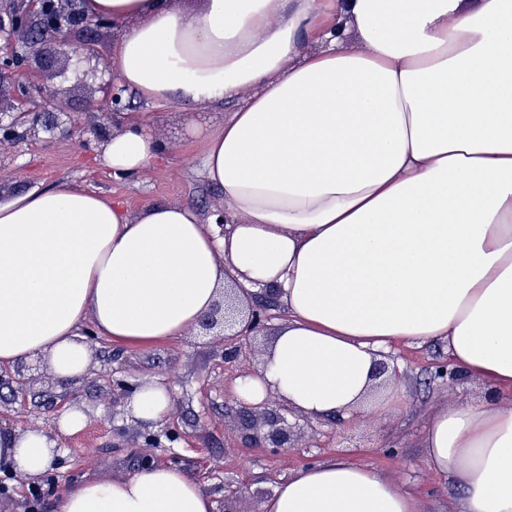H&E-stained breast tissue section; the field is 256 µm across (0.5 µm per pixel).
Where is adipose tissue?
Segmentation results:
<instances>
[{"instance_id": "ef3b65f1", "label": "adipose tissue", "mask_w": 512, "mask_h": 512, "mask_svg": "<svg viewBox=\"0 0 512 512\" xmlns=\"http://www.w3.org/2000/svg\"><path fill=\"white\" fill-rule=\"evenodd\" d=\"M123 25L122 85L153 102L238 106L205 138L224 222L183 203L131 210L77 183L0 205V367L40 359L84 378L79 329L124 344L183 335L227 281L273 289L288 311L257 377L311 417L353 418L389 344L441 340L485 399L430 413L420 446L463 491L461 512H512V0H84ZM356 40L358 49L346 48ZM125 113L93 160L140 175L163 153ZM130 415L170 414L143 382ZM57 442L0 434L29 479ZM173 465L70 485L54 512H213ZM260 512H420L384 473L329 458L282 482Z\"/></svg>"}]
</instances>
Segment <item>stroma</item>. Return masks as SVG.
<instances>
[{
	"mask_svg": "<svg viewBox=\"0 0 512 512\" xmlns=\"http://www.w3.org/2000/svg\"><path fill=\"white\" fill-rule=\"evenodd\" d=\"M84 32L71 34L60 46L59 62L39 83L56 95L64 110L82 112L95 84L77 81L73 50ZM124 96L130 111L145 113L157 140L166 146L162 159L152 162L135 179L118 180L91 163V149L71 139L38 141L23 146L0 171V203L13 196L43 190L61 182H76L131 209L146 204L182 202L207 215L221 203L220 191L203 173L204 136L234 110V102L216 108L153 103L132 90ZM91 353L87 377L59 384L47 366L33 360L0 369V429L39 427L60 450L51 469L37 480L7 473L0 465V512H53L58 497L74 482L118 478L150 465L176 464L193 475L210 493L214 512H258L276 487L299 471L330 456H340L396 478L402 490L421 500L422 512H454L462 490L447 476L431 471L419 446L426 418L441 403H466L486 391L467 378H438L447 364L442 341L394 345L387 354L385 379L404 394L403 407L380 413L360 409L357 420L341 423L294 419V449L274 453L245 441L240 429L242 402L236 385L242 370L260 367L271 336L262 333L244 357L228 363L221 348L208 339L184 333L149 346L112 342L83 332ZM28 380L25 397L13 394L16 378ZM159 379L170 391L171 411L164 422L144 424L128 416L127 404L140 382ZM75 406L86 417L76 432L59 430L62 411ZM158 441L145 445L146 438ZM243 494H236V487Z\"/></svg>",
	"mask_w": 512,
	"mask_h": 512,
	"instance_id": "obj_1",
	"label": "stroma"
}]
</instances>
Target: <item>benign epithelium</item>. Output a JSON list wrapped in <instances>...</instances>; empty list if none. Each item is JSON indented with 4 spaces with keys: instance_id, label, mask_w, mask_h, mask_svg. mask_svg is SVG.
<instances>
[{
    "instance_id": "7a95c632",
    "label": "benign epithelium",
    "mask_w": 512,
    "mask_h": 512,
    "mask_svg": "<svg viewBox=\"0 0 512 512\" xmlns=\"http://www.w3.org/2000/svg\"><path fill=\"white\" fill-rule=\"evenodd\" d=\"M0 37L4 36L23 48V52L0 54V88L13 87L18 106L14 112L0 111V169L5 158L19 147L33 141L56 137L75 139L82 146L94 140L100 144L119 127L124 110V89L113 78L105 79L91 64L93 50L84 45L74 51L76 74L81 80L99 81L103 93L91 97L80 114L60 111L55 96L44 94L32 80L37 71H50L55 66L52 46L67 41L74 30L110 28L109 17L86 18L73 0H0ZM268 317L246 301L233 287H226L222 298L204 313L196 325L198 335L224 346V358L236 360L246 352L247 341L267 329ZM241 427L259 448H292L293 426L266 399L256 404H243Z\"/></svg>"
}]
</instances>
